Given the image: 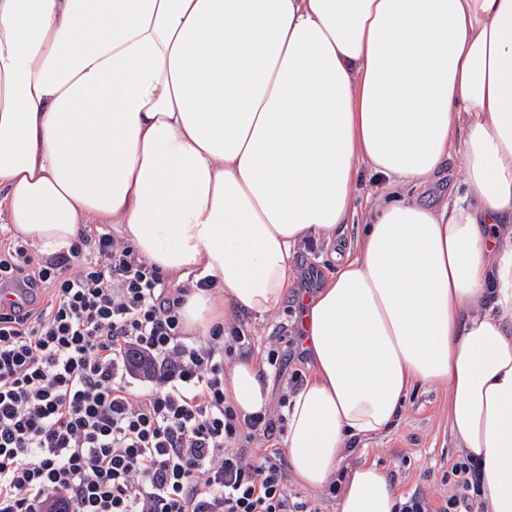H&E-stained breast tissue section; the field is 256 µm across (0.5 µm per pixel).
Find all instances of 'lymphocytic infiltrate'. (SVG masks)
I'll use <instances>...</instances> for the list:
<instances>
[{"instance_id":"1","label":"lymphocytic infiltrate","mask_w":512,"mask_h":512,"mask_svg":"<svg viewBox=\"0 0 512 512\" xmlns=\"http://www.w3.org/2000/svg\"><path fill=\"white\" fill-rule=\"evenodd\" d=\"M209 278L175 287L110 234L81 232L39 254L0 237V512H316L288 493L268 415L224 394L242 326L190 337L181 306ZM400 512H473L477 483Z\"/></svg>"}]
</instances>
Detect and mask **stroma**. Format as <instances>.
<instances>
[{"label": "stroma", "mask_w": 512, "mask_h": 512, "mask_svg": "<svg viewBox=\"0 0 512 512\" xmlns=\"http://www.w3.org/2000/svg\"><path fill=\"white\" fill-rule=\"evenodd\" d=\"M292 266L298 279L316 288L333 262L324 243L310 240L296 249ZM298 310L297 299L291 294L270 316L260 319L245 312L238 315L240 324L253 338L256 355H265L272 348L282 360L280 373L270 376V415L274 418L282 412L284 395L293 394L310 374L302 351ZM447 408V387H428L410 399L387 435L367 444L368 459L388 472L403 497L418 491L439 504L456 491L452 467L463 456L448 431Z\"/></svg>", "instance_id": "stroma-1"}]
</instances>
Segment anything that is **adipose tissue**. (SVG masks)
Instances as JSON below:
<instances>
[{"mask_svg":"<svg viewBox=\"0 0 512 512\" xmlns=\"http://www.w3.org/2000/svg\"><path fill=\"white\" fill-rule=\"evenodd\" d=\"M455 152L462 195L408 197ZM364 168L384 195L299 323L292 476L343 473L337 512H398L386 471L345 454L442 384L485 512H512V0H0V217L50 251L93 228L172 285L211 278L182 307L194 335L275 313ZM224 390L269 407L254 359Z\"/></svg>","mask_w":512,"mask_h":512,"instance_id":"ef3b65f1","label":"adipose tissue"}]
</instances>
